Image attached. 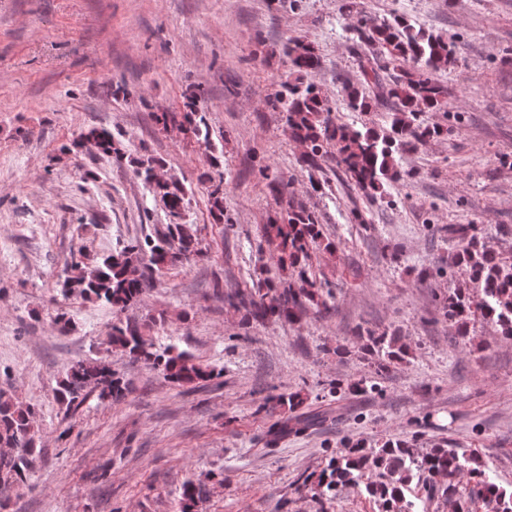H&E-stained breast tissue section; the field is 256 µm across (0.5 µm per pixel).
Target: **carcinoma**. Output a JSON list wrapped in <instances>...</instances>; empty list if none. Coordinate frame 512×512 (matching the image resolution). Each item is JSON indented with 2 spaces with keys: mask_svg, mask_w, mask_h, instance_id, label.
Instances as JSON below:
<instances>
[{
  "mask_svg": "<svg viewBox=\"0 0 512 512\" xmlns=\"http://www.w3.org/2000/svg\"><path fill=\"white\" fill-rule=\"evenodd\" d=\"M344 8L352 18L351 28L357 40L381 47L380 52L362 60L360 81L344 86L347 106L353 112H369L377 108L379 100L394 101L385 127L378 131L361 129L331 117L329 101L315 84L302 81V75L320 68L321 59L311 44L300 40L283 45V54L299 77L282 83V91L274 102L283 107L288 133L302 147V161L312 185L319 184L316 174L323 171V163L333 155L336 166L367 196L381 197L390 183L402 178L398 153L444 133L439 126L423 123L421 116L440 109L446 91L435 76L454 64V42L415 27L399 14L376 24L357 10L353 0H345ZM203 98L204 92L200 90L191 96L184 112H163L156 120L164 127L189 125L209 149V127L200 108ZM86 144L93 145L117 164L126 159V152L106 129L87 130L73 147L78 149ZM132 164L134 174L161 198L170 214L181 216L189 202L188 193L182 183L160 175L164 162L154 156H143ZM458 233L462 241L455 254V264L468 270L471 282L479 291L482 315L498 324L503 335L512 337V263L503 262L477 236H466L464 229ZM265 237L274 247L272 259L284 286L237 292L228 296L227 301L244 309L247 321L276 318L292 322L308 307L320 305V286L302 265V259L319 237L317 217L302 209L291 210L282 223L266 225ZM197 251L198 241L192 229L177 224L169 239L146 238L115 253L73 263L72 272L60 280L61 292L77 293L92 303L121 312L140 301L145 293L141 268L159 271ZM470 309V297L461 290L448 296L442 304L444 315L455 321L463 338L468 334ZM365 336L368 343L364 350L371 356L375 375L379 377L409 354L408 346L395 335L368 329ZM110 343L132 361L157 369L169 382L179 386L213 377V370L186 352L172 347L160 350L139 328L128 323L112 324ZM127 390V383L112 373L109 364L99 358H88L73 364L57 381L54 397L66 408L76 409L93 395L103 402L118 403L125 398ZM285 404L290 414L268 430L270 443L302 434L326 420L319 412L296 413L303 404L299 394L279 400V405ZM35 416L33 405L20 402L0 389V448L8 449L0 453V483L26 480L30 458L37 449ZM489 471L486 460L467 448L436 444L422 450L416 443L405 440H391L380 448L369 449L356 444L330 458L310 492L319 499H334L343 489L363 483L381 512H416L406 492L417 481L422 484L426 498L438 495L448 498L453 512H472L475 501L482 504L485 512H512V492L498 485ZM373 473L380 480L363 482ZM464 477L467 483L462 490L460 482ZM203 492L200 483L184 484L178 512H196Z\"/></svg>",
  "mask_w": 512,
  "mask_h": 512,
  "instance_id": "1",
  "label": "carcinoma"
}]
</instances>
